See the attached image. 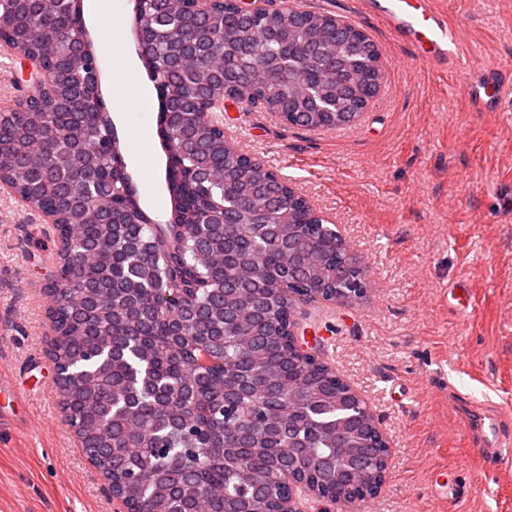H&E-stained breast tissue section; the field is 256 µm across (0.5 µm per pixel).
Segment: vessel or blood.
Wrapping results in <instances>:
<instances>
[{
  "label": "vessel or blood",
  "instance_id": "b4317fda",
  "mask_svg": "<svg viewBox=\"0 0 512 512\" xmlns=\"http://www.w3.org/2000/svg\"><path fill=\"white\" fill-rule=\"evenodd\" d=\"M350 14L368 19L377 29L406 46L423 70L462 77L471 111L496 109L512 94V72L460 52V36L448 20L443 0H350Z\"/></svg>",
  "mask_w": 512,
  "mask_h": 512
}]
</instances>
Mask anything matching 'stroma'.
<instances>
[{
	"label": "stroma",
	"mask_w": 512,
	"mask_h": 512,
	"mask_svg": "<svg viewBox=\"0 0 512 512\" xmlns=\"http://www.w3.org/2000/svg\"><path fill=\"white\" fill-rule=\"evenodd\" d=\"M446 2L465 51L512 70V0ZM360 27L385 74L362 120L314 131L228 104L224 130L335 220L368 267L367 299L317 301L300 318L391 441L383 491L364 512H512V444L496 464L475 463L466 426L469 402L512 410V96L467 111L462 85ZM58 248L36 207L0 192V512H113L46 353ZM459 279L476 297L465 319L448 304ZM440 469L475 493L437 499Z\"/></svg>",
	"instance_id": "obj_1"
}]
</instances>
